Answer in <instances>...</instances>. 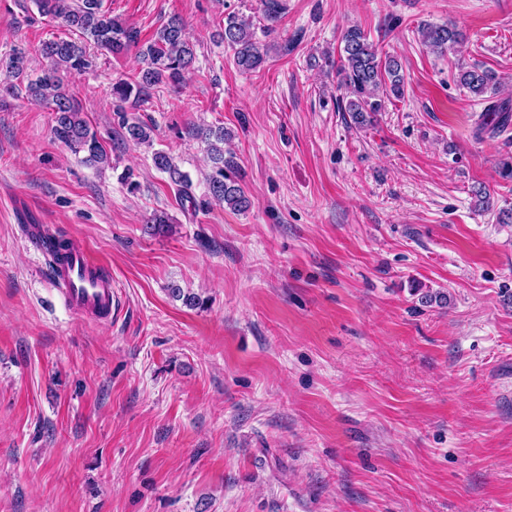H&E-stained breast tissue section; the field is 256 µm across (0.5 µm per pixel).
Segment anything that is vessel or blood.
<instances>
[{
	"instance_id": "vessel-or-blood-1",
	"label": "vessel or blood",
	"mask_w": 512,
	"mask_h": 512,
	"mask_svg": "<svg viewBox=\"0 0 512 512\" xmlns=\"http://www.w3.org/2000/svg\"><path fill=\"white\" fill-rule=\"evenodd\" d=\"M53 277L72 310L94 319L111 317L112 278L82 245L72 246L68 260L54 266Z\"/></svg>"
}]
</instances>
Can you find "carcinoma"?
<instances>
[{
  "label": "carcinoma",
  "instance_id": "cac0c4a2",
  "mask_svg": "<svg viewBox=\"0 0 512 512\" xmlns=\"http://www.w3.org/2000/svg\"><path fill=\"white\" fill-rule=\"evenodd\" d=\"M35 3L43 16L78 31L82 40L59 38L42 43L39 52L46 60V67L36 78L28 80L26 92L53 112L52 132L58 141L73 153L84 154L86 163L105 165L109 163L108 155L97 132L91 130L85 120L76 97L66 88L64 78L92 66L90 45L112 54L136 47L141 59L136 79L132 83L121 80L113 85L112 91L121 102H142L159 84L177 86L181 83L195 60L194 46L186 38L183 22L177 16L170 17L158 28L152 40L142 44L136 28L103 10L102 0H35ZM418 33L423 45L439 56L447 55L465 40V34L452 25L423 23ZM220 37L234 52V61L240 71L251 72L264 63L267 50L255 40L251 24L238 14L224 15ZM341 44L336 73L340 85L349 90L350 97L346 104L338 105V111L349 113L357 125L363 126L367 122V113L381 111L385 100L392 96H403V63L396 57L379 54L364 31L355 25L345 30ZM27 56V50L23 48L11 50L0 57V72L16 79L26 75ZM458 82L477 97L487 93L494 96L501 86L497 73L481 65L459 66ZM511 121L512 102L498 100L481 115L477 131L494 133ZM192 134L207 143L211 156V170L207 175L211 198L230 209L247 210L250 199L231 177L233 158H224V129L214 131L197 127ZM153 160L158 169L168 173L181 194H187L191 184L189 175L177 168L164 152L155 153ZM44 247L49 253V263L53 264L62 261L71 244L49 235L44 239Z\"/></svg>",
  "mask_w": 512,
  "mask_h": 512
}]
</instances>
